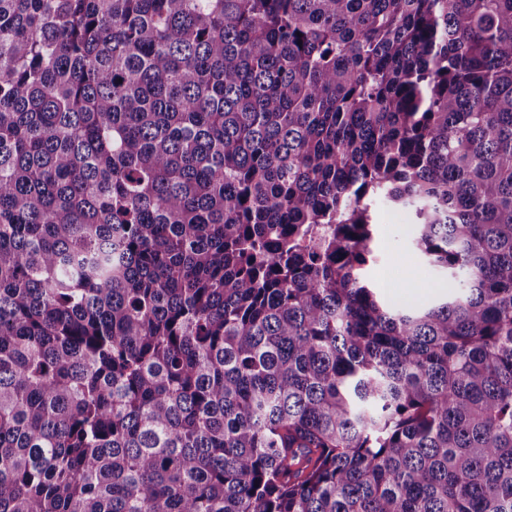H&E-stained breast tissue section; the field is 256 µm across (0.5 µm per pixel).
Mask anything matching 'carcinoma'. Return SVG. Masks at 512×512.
Masks as SVG:
<instances>
[{"label":"carcinoma","instance_id":"obj_1","mask_svg":"<svg viewBox=\"0 0 512 512\" xmlns=\"http://www.w3.org/2000/svg\"><path fill=\"white\" fill-rule=\"evenodd\" d=\"M0 512H512V0H0ZM374 222V259L364 272L380 298L396 307L438 303L448 291L439 288L447 282V274L428 266L414 250V214L378 203Z\"/></svg>","mask_w":512,"mask_h":512}]
</instances>
